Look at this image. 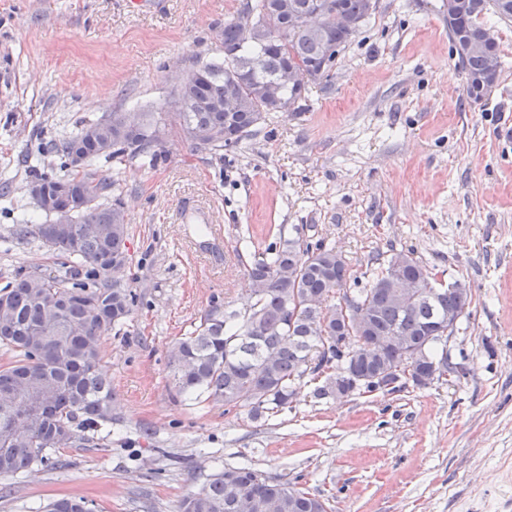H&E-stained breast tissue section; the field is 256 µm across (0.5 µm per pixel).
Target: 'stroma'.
<instances>
[{"instance_id": "35a3bbf8", "label": "stroma", "mask_w": 512, "mask_h": 512, "mask_svg": "<svg viewBox=\"0 0 512 512\" xmlns=\"http://www.w3.org/2000/svg\"><path fill=\"white\" fill-rule=\"evenodd\" d=\"M444 0H377L306 107L278 113L223 161L176 134L167 161L119 163L130 226L125 277L141 301L102 337L114 420L67 448L62 469L0 477V512L92 499L95 512H179L211 472L251 464L328 499L332 512H512V22L486 15L502 49L497 85L477 104L450 53ZM241 0H0V275L52 269L21 215L37 216L23 159L81 120L167 105L193 57ZM211 207L221 253L203 252L188 200ZM314 225L362 275L372 253L410 251L465 283L472 302L448 339L454 371L429 387L319 399L297 386L265 422L246 410L180 402L168 354L218 298L242 308L234 250L279 227Z\"/></svg>"}]
</instances>
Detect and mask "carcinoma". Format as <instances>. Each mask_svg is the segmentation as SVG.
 <instances>
[{
  "label": "carcinoma",
  "instance_id": "1",
  "mask_svg": "<svg viewBox=\"0 0 512 512\" xmlns=\"http://www.w3.org/2000/svg\"><path fill=\"white\" fill-rule=\"evenodd\" d=\"M475 10L448 15L452 55L467 79V98L478 103L488 87L475 79L500 75L499 45L477 42L488 11L512 20V0H479ZM283 5L289 12L335 11L363 26L376 10L372 0H244L224 22V54L192 60L203 73L187 90L173 91L172 110L114 112L82 120L54 143L59 172L46 168L39 146L24 159L28 191L42 192L46 221L24 218L21 232L61 259V269H20L0 284V347L12 360L0 366V477L35 465L61 468L62 448L85 441L84 432L112 424V380L103 370L101 337L121 329L138 306L129 281L115 276L128 260L130 237L119 172L91 167L104 159L165 161L154 130L177 132L191 151L224 159L257 132L276 101L303 110L308 89L288 82L289 69L336 60L359 30L283 22L275 35L262 21ZM84 158L77 169L73 154ZM295 224L244 264L251 301L230 309L213 299L198 324L171 349L176 395L196 404L244 408L253 421L290 408L295 385L325 377L319 397L350 388L351 377H372L412 361L416 370L453 371L448 365V322L461 318L471 292L458 280L445 284L435 268L412 253H377L368 259L365 283L352 279L349 260L322 238ZM360 313L343 314L341 301ZM32 512H93L85 497L65 496ZM179 512H330L327 500L297 483L269 476L248 464L214 471L201 491L184 498Z\"/></svg>",
  "mask_w": 512,
  "mask_h": 512
}]
</instances>
